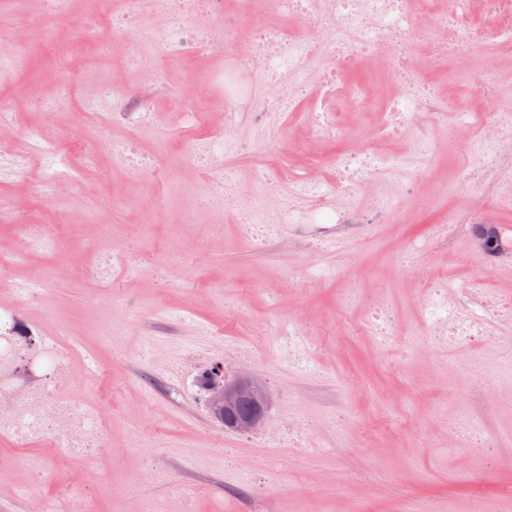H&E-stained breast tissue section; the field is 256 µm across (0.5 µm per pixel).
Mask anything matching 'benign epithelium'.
Instances as JSON below:
<instances>
[{"label": "benign epithelium", "mask_w": 512, "mask_h": 512, "mask_svg": "<svg viewBox=\"0 0 512 512\" xmlns=\"http://www.w3.org/2000/svg\"><path fill=\"white\" fill-rule=\"evenodd\" d=\"M258 384L250 374L240 375L227 386L219 377L212 380L209 405L221 426L238 433H250L269 424L267 396L263 390L256 391Z\"/></svg>", "instance_id": "1"}]
</instances>
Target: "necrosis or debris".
<instances>
[{
  "instance_id": "1",
  "label": "necrosis or debris",
  "mask_w": 512,
  "mask_h": 512,
  "mask_svg": "<svg viewBox=\"0 0 512 512\" xmlns=\"http://www.w3.org/2000/svg\"><path fill=\"white\" fill-rule=\"evenodd\" d=\"M265 1L260 15L258 0H94L100 36L79 44L65 28H57L52 40L59 55L42 71L41 82L58 88L59 94L33 102L34 111L45 115L66 112V121L48 136L40 126L26 123L22 114L1 107L0 156L14 155L16 134L24 132L40 156L42 178L36 194L41 200L75 184L95 193L96 180H110L116 166L159 185L166 172L158 156L178 158L215 174L206 204L235 212L237 224L256 243L305 224L326 225L325 234L308 239L306 247L312 251L328 238L397 223L401 215L394 195L375 194L365 206L357 192L375 179L403 185L423 178L435 153L424 129L443 122L465 151L452 179L437 183L436 191L487 187L478 205L458 222L469 231L488 223L503 200L502 190L512 188V88L504 85L496 66L500 57L512 54V0ZM228 17L249 22L247 34L223 41L220 29ZM117 29L131 32L118 62L110 38ZM28 39L38 45L52 41L37 31L29 32ZM469 49L485 52L482 73L472 77L465 74L462 60ZM75 56L112 64L93 96H74L69 62ZM185 60L197 62L208 82L223 85L224 96L217 103L223 125L212 123L205 112L183 108L184 138L164 141L157 156L143 153L136 139H112L114 127L143 130L158 122L151 92L130 88L127 72L135 68L161 76ZM373 60L382 63L388 87L380 101L370 86L352 79ZM451 78L479 87L471 107L439 97V86ZM339 93L355 111L375 113L374 137H358L346 113L330 108V99ZM299 112L316 133L317 151L288 173L273 165L259 173L263 187L288 184V202L271 222L262 206L238 207L233 182L223 176L224 163L248 147L239 127L268 126L278 132ZM92 120L99 135L95 144L86 133ZM10 220L22 233L11 251L0 249V260L13 265L33 252H57V232L36 214L17 210ZM79 261L114 299L121 281L139 270L137 262L117 249L83 255ZM412 276L424 287L413 299L419 331H398L387 311L376 307L368 324L383 349L406 351L422 340L438 351L470 352L491 342V329L449 289L444 272L419 266ZM20 318L19 308L0 304V443L18 449L19 463L33 470L42 467L29 454L37 446L47 447L54 457H93L109 445L110 410L79 401L63 387L76 359L93 370L96 359L62 326L56 335L43 337L31 354L45 364V375L19 379L15 369L24 342L13 327Z\"/></svg>"
}]
</instances>
